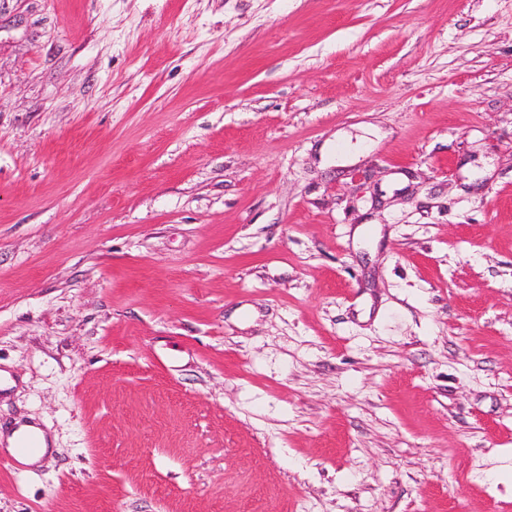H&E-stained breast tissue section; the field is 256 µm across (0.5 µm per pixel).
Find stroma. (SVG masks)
<instances>
[{"instance_id":"obj_1","label":"stroma","mask_w":512,"mask_h":512,"mask_svg":"<svg viewBox=\"0 0 512 512\" xmlns=\"http://www.w3.org/2000/svg\"><path fill=\"white\" fill-rule=\"evenodd\" d=\"M0 512H512V0H0ZM23 435H30L35 439L37 448L29 452H21L17 445ZM7 445L6 450L12 454L18 462L24 465L36 464L49 450V440L46 434L38 427L33 425H24L17 429H13L8 434L3 432L0 434V442Z\"/></svg>"}]
</instances>
